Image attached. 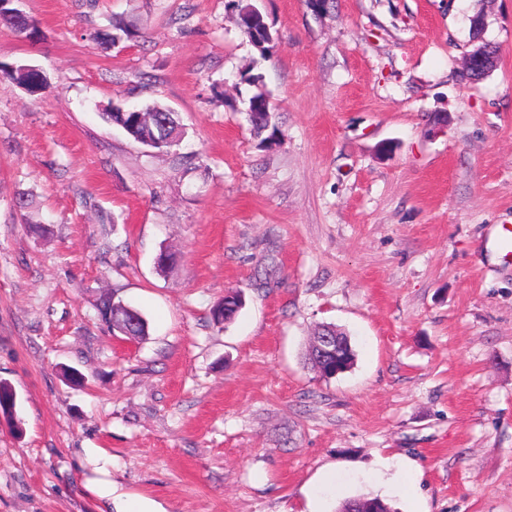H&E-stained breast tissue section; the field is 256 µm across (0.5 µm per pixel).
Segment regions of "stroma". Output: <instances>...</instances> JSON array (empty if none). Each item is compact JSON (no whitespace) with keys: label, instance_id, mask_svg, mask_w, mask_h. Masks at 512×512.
<instances>
[{"label":"stroma","instance_id":"stroma-1","mask_svg":"<svg viewBox=\"0 0 512 512\" xmlns=\"http://www.w3.org/2000/svg\"><path fill=\"white\" fill-rule=\"evenodd\" d=\"M260 7L265 57L234 0H22L38 39L0 26V64L48 79L0 76V512H102L90 448L164 512H512V256L489 249L512 226V0ZM478 10L500 61L472 86ZM112 103L170 107L180 141L135 142ZM107 292L144 339L102 323ZM326 323L356 351L331 379L306 360ZM273 107L270 115L265 113H254L252 117V131L256 138H260L261 143L271 142L278 132V126L273 116ZM265 135V136H264ZM244 304V297L238 291L225 295L224 300L212 310L213 320L217 323H230L235 319Z\"/></svg>","mask_w":512,"mask_h":512}]
</instances>
